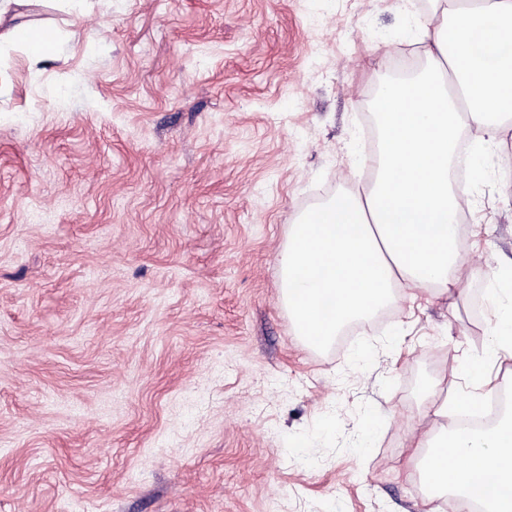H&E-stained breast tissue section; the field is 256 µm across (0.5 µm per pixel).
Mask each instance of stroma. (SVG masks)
Masks as SVG:
<instances>
[{"label":"stroma","mask_w":512,"mask_h":512,"mask_svg":"<svg viewBox=\"0 0 512 512\" xmlns=\"http://www.w3.org/2000/svg\"><path fill=\"white\" fill-rule=\"evenodd\" d=\"M414 22L388 0L0 15L66 36L0 56V512H422L416 386L465 396L454 368L490 338L512 130L472 182L456 305L416 288L314 349L278 285L294 225L373 179L365 119Z\"/></svg>","instance_id":"obj_1"}]
</instances>
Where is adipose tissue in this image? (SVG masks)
Returning <instances> with one entry per match:
<instances>
[{
	"mask_svg": "<svg viewBox=\"0 0 512 512\" xmlns=\"http://www.w3.org/2000/svg\"><path fill=\"white\" fill-rule=\"evenodd\" d=\"M34 62L56 57L62 34L18 25L8 35ZM419 75L383 85L376 98L379 153L376 176L361 194L341 193L295 225L280 258L283 305L294 332L310 346L335 338L341 326L396 303L407 288L449 298L459 292L455 270L456 214L468 189L453 184L450 168L464 128L495 140L512 117V0H431L418 22ZM512 355V303L506 305L481 353H468L459 370L475 393L453 402L431 384L419 407L426 427L418 458L422 480L447 496L452 512L479 497L483 512H512V427L487 433L451 431L449 414L481 402L486 363ZM467 467L449 469V454ZM495 484H488L487 473Z\"/></svg>",
	"mask_w": 512,
	"mask_h": 512,
	"instance_id": "1",
	"label": "adipose tissue"
}]
</instances>
